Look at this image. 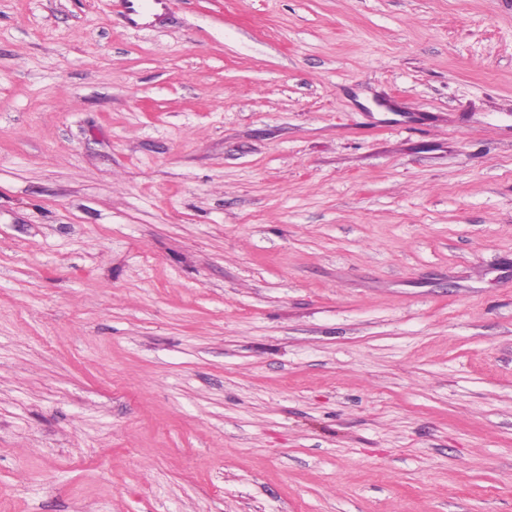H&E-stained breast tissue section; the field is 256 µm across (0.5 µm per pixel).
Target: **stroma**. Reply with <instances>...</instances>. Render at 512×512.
Wrapping results in <instances>:
<instances>
[{
	"instance_id": "1",
	"label": "stroma",
	"mask_w": 512,
	"mask_h": 512,
	"mask_svg": "<svg viewBox=\"0 0 512 512\" xmlns=\"http://www.w3.org/2000/svg\"><path fill=\"white\" fill-rule=\"evenodd\" d=\"M0 512H512V0H0Z\"/></svg>"
}]
</instances>
